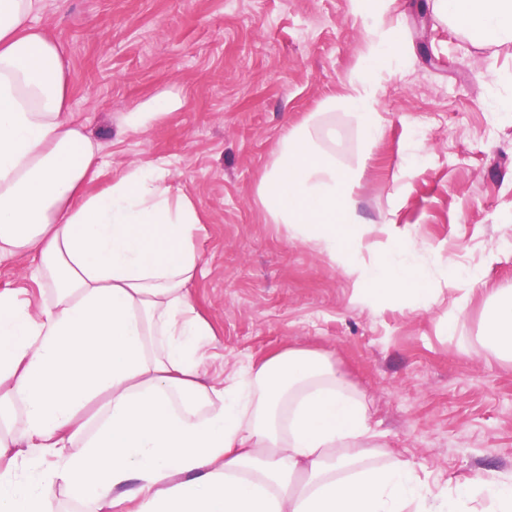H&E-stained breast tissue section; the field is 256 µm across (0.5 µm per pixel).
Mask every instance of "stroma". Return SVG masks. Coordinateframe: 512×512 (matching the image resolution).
I'll return each instance as SVG.
<instances>
[{"instance_id": "obj_1", "label": "stroma", "mask_w": 512, "mask_h": 512, "mask_svg": "<svg viewBox=\"0 0 512 512\" xmlns=\"http://www.w3.org/2000/svg\"><path fill=\"white\" fill-rule=\"evenodd\" d=\"M35 22L63 51L69 117L100 147L92 191L158 168L203 217L190 292L214 330L206 382L316 351L369 407L370 464L412 467L429 512L464 483L512 477V359L483 330L512 298V42L442 21L435 0H387L364 18L351 0H43ZM389 27L401 42L378 77L384 133L369 144L341 99ZM130 112L153 118L132 129ZM295 127L351 173L370 229L363 262L388 237L412 243L433 304L362 305L321 245L273 222L259 186ZM454 269L481 280L451 282ZM4 289L34 314L53 297L20 256L0 258Z\"/></svg>"}]
</instances>
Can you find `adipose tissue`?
<instances>
[{
	"mask_svg": "<svg viewBox=\"0 0 512 512\" xmlns=\"http://www.w3.org/2000/svg\"><path fill=\"white\" fill-rule=\"evenodd\" d=\"M42 0H0V256L46 266L39 315L0 291V512H48L20 465L103 512H427L405 467L366 466L364 401L322 355L282 351L226 384L204 382L212 334L189 290L202 219L161 175L132 167L91 193L99 146L66 115L59 46ZM490 42L512 41V0H438ZM380 47L344 105L382 134Z\"/></svg>",
	"mask_w": 512,
	"mask_h": 512,
	"instance_id": "adipose-tissue-1",
	"label": "adipose tissue"
}]
</instances>
